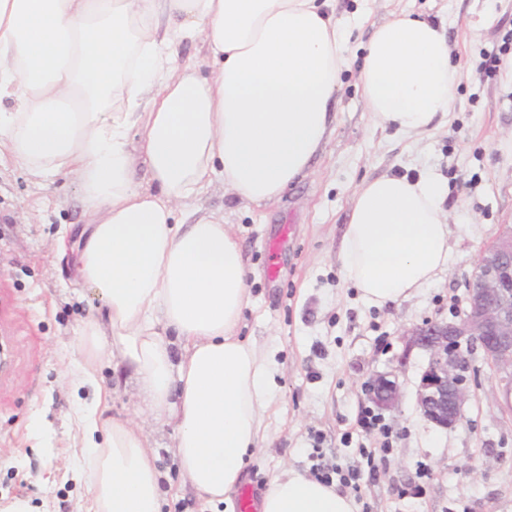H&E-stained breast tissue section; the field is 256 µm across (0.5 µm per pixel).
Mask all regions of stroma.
Here are the masks:
<instances>
[{
  "mask_svg": "<svg viewBox=\"0 0 512 512\" xmlns=\"http://www.w3.org/2000/svg\"><path fill=\"white\" fill-rule=\"evenodd\" d=\"M337 24L352 29L354 57L336 95L335 131L311 172L266 207L224 200L214 180L198 201L223 213L252 269L251 305L239 334L271 361L275 400L260 448L241 481L266 490L282 470L310 474L314 449L323 463L365 467L361 449L384 438L357 425L370 406L367 383L387 374L400 388L397 409L384 411L392 448L375 477H363L353 498L359 512H512V411L491 363L475 354L476 380L452 429L427 422L416 405L424 350L407 348L405 333L426 320L454 319L466 307V282L481 251L512 225V78L487 74L489 55L512 58V0H333ZM409 12L445 22L459 64L456 100L447 126L423 139L375 126L356 84V55L375 26ZM385 173H431L448 185L450 265L438 281L409 299L370 306L341 275L338 247L362 179ZM76 179L60 175L37 186L12 161L0 162V512H81L87 476L74 458L71 434L93 388L67 379L68 353L82 321L98 303L72 269H58L50 247L70 224L84 223ZM284 245L276 257L266 246ZM276 261L280 276L268 281ZM111 416L140 424L158 449L162 489L178 487L163 512H227L182 488L170 427L153 420L133 385L113 382ZM414 486V496H399Z\"/></svg>",
  "mask_w": 512,
  "mask_h": 512,
  "instance_id": "35a3bbf8",
  "label": "stroma"
}]
</instances>
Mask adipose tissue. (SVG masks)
<instances>
[{"instance_id":"adipose-tissue-1","label":"adipose tissue","mask_w":512,"mask_h":512,"mask_svg":"<svg viewBox=\"0 0 512 512\" xmlns=\"http://www.w3.org/2000/svg\"><path fill=\"white\" fill-rule=\"evenodd\" d=\"M328 0H0V160L76 177L88 221L58 239L100 316L73 355L93 384L76 435L84 512H162L155 451L110 416L102 362L172 425L182 480L230 502L274 402L272 367L238 333L250 270L224 218L193 202L221 178L232 199L278 200L331 128L347 65ZM202 45L209 74L179 59ZM459 70L445 27L402 12L375 27L357 82L371 120L419 139L447 123ZM140 128L138 145L129 134ZM146 179L136 176L137 165ZM444 183L383 175L353 190L338 258L370 305L416 293L449 263ZM261 512H357L352 497L286 469Z\"/></svg>"}]
</instances>
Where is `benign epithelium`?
I'll return each instance as SVG.
<instances>
[{"label":"benign epithelium","instance_id":"1","mask_svg":"<svg viewBox=\"0 0 512 512\" xmlns=\"http://www.w3.org/2000/svg\"><path fill=\"white\" fill-rule=\"evenodd\" d=\"M428 354L416 389L424 419L448 429L462 420L470 395V355L479 348L512 393V228L501 231L480 254L468 282L467 309L452 322L426 321L405 332ZM371 399L387 410L399 403L396 381L377 376Z\"/></svg>","mask_w":512,"mask_h":512}]
</instances>
